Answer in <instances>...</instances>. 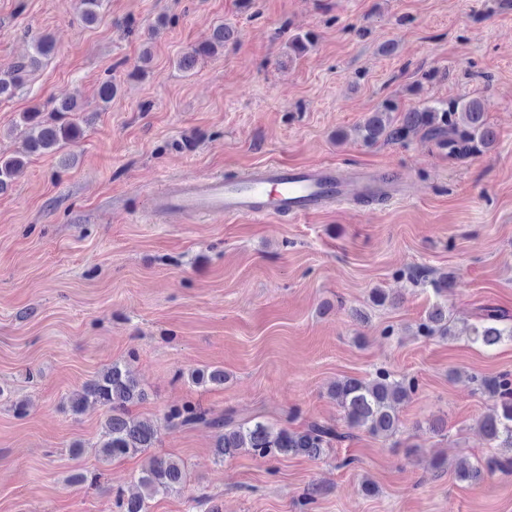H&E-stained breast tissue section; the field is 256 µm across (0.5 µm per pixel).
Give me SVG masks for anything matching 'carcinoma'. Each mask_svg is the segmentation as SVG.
<instances>
[{"mask_svg":"<svg viewBox=\"0 0 512 512\" xmlns=\"http://www.w3.org/2000/svg\"><path fill=\"white\" fill-rule=\"evenodd\" d=\"M234 37V30L223 24L217 25L212 40L194 46L178 60V68L189 70L200 58L211 57L224 48ZM314 43L310 33L295 34L288 38V50L296 57L307 53ZM53 42L47 35L33 40L34 55L26 63H18L0 72V97H10L21 86L28 68L37 67L41 58L52 53ZM399 110L398 104L387 99L381 108L369 117L361 131L368 143L380 140L400 142L410 135L423 132L432 139H447L449 153L466 154L474 149L488 148L496 140L495 131L487 122L485 103L480 98L449 100L433 106H424L406 112L402 122L395 125L389 114ZM26 125V156L44 154L54 150L62 142L73 141L80 135L76 119L48 121L42 117V109L34 108L22 114ZM25 164L22 158L0 159V193L5 192L14 176ZM436 295L442 301L435 303L426 319L419 324L421 336L453 335L448 324L447 288L435 286ZM468 339L471 343L491 351L504 342H512V317L495 307H484L478 321L470 326ZM471 380L476 389L495 401L492 413L479 420L478 426L486 440L504 455L492 459L487 468L467 461L461 462L460 477L478 482L484 478V470L509 471L512 469V374H474ZM416 390L413 380L396 378L387 370H379L369 379L347 378L336 383L333 395L344 412L347 430L318 421L309 422L301 431L276 428L265 420L253 418L237 423L230 416H213L199 404L187 402L172 407L165 420L172 427L204 425L216 432L214 456L217 462L248 451L262 458L276 455H301L319 459L333 442H342L353 436L352 430H365L375 436L394 434L400 425L396 404ZM146 398L145 391L130 370L118 363L84 384L70 397L71 408L81 411L89 404L106 410L101 439L97 448L105 461L125 456L146 455L141 468L139 484L142 493L115 498L117 512H148L147 501L158 494L177 490L183 483L182 464L171 458L147 454L157 441V429L147 420L129 417V409Z\"/></svg>","mask_w":512,"mask_h":512,"instance_id":"obj_1","label":"carcinoma"}]
</instances>
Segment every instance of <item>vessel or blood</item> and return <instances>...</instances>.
<instances>
[{"label": "vessel or blood", "mask_w": 512, "mask_h": 512, "mask_svg": "<svg viewBox=\"0 0 512 512\" xmlns=\"http://www.w3.org/2000/svg\"><path fill=\"white\" fill-rule=\"evenodd\" d=\"M402 183L400 172L392 168L365 167L345 173L328 162L296 166L280 161L253 167L233 181L220 175L182 178L153 194L149 203L163 217L285 216L295 220L336 202L392 197Z\"/></svg>", "instance_id": "1"}]
</instances>
